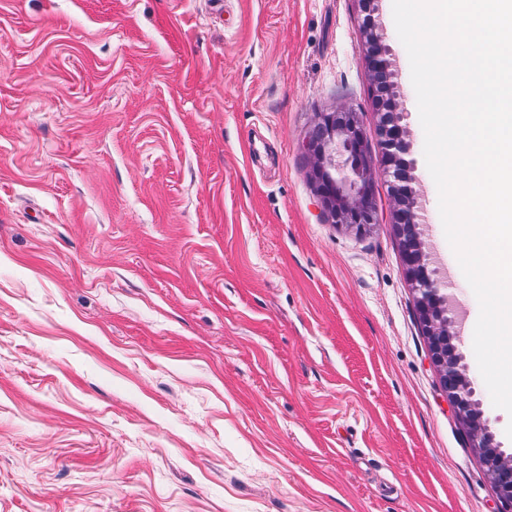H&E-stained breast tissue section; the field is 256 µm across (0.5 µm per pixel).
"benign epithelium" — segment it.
<instances>
[{
	"instance_id": "benign-epithelium-1",
	"label": "benign epithelium",
	"mask_w": 512,
	"mask_h": 512,
	"mask_svg": "<svg viewBox=\"0 0 512 512\" xmlns=\"http://www.w3.org/2000/svg\"><path fill=\"white\" fill-rule=\"evenodd\" d=\"M364 34L372 93L379 115L378 133L385 153L379 160L372 156L358 112L327 109L317 113L305 142L312 158L310 178L321 208L332 222L360 234L378 223L374 174L376 166L385 167L391 177V223L400 240L432 362L440 372L442 389L453 404L471 446L479 451L492 478L498 496L497 512H512V457L500 451L486 424L475 414L471 383L462 373L460 356L450 345L457 337L455 319L423 251L412 177L408 166L398 158V153L406 149L407 130L394 104L396 85L392 81L391 53L376 25L367 23Z\"/></svg>"
}]
</instances>
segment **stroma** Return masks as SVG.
Here are the masks:
<instances>
[{"label":"stroma","instance_id":"stroma-1","mask_svg":"<svg viewBox=\"0 0 512 512\" xmlns=\"http://www.w3.org/2000/svg\"><path fill=\"white\" fill-rule=\"evenodd\" d=\"M356 0H0V512H494L380 222L332 223L303 144L359 112ZM421 238L496 443L392 0Z\"/></svg>","mask_w":512,"mask_h":512}]
</instances>
